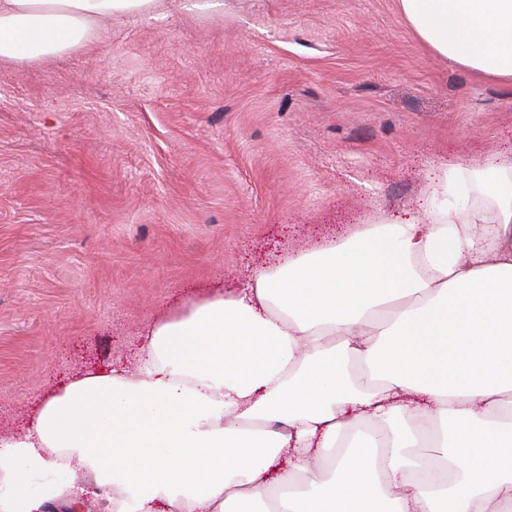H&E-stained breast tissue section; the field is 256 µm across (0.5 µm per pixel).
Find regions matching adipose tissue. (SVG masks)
Returning <instances> with one entry per match:
<instances>
[{"mask_svg":"<svg viewBox=\"0 0 512 512\" xmlns=\"http://www.w3.org/2000/svg\"><path fill=\"white\" fill-rule=\"evenodd\" d=\"M436 54L512 84V0H399ZM159 0H0V61ZM429 221L366 215L148 326L0 438V512H512V153L431 170ZM432 449L434 464L416 449Z\"/></svg>","mask_w":512,"mask_h":512,"instance_id":"obj_1","label":"adipose tissue"}]
</instances>
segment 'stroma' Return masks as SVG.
I'll list each match as a JSON object with an SVG mask.
<instances>
[{
  "instance_id": "1",
  "label": "stroma",
  "mask_w": 512,
  "mask_h": 512,
  "mask_svg": "<svg viewBox=\"0 0 512 512\" xmlns=\"http://www.w3.org/2000/svg\"><path fill=\"white\" fill-rule=\"evenodd\" d=\"M165 0L0 65V438L143 331L362 213L419 216L432 161L512 149V84L399 0Z\"/></svg>"
}]
</instances>
